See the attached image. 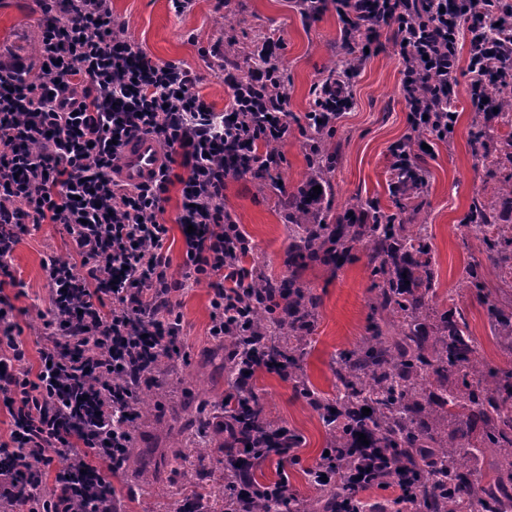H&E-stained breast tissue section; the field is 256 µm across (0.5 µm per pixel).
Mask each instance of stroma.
Segmentation results:
<instances>
[{
	"label": "stroma",
	"mask_w": 512,
	"mask_h": 512,
	"mask_svg": "<svg viewBox=\"0 0 512 512\" xmlns=\"http://www.w3.org/2000/svg\"><path fill=\"white\" fill-rule=\"evenodd\" d=\"M111 3L112 15L122 24L124 35L155 58L192 68L200 77L199 94L217 112L223 111L229 98L224 85L225 61H236L242 53L252 51L255 41L282 40L291 132L280 144L284 162L278 177L289 192H296L308 172L300 128L310 109L311 88L343 54L335 11L308 23L300 15L297 0H188L179 13L170 0ZM34 8V0H0V52L32 59L39 35ZM401 68L394 47L388 44L364 58L352 80L354 104L337 119L329 139L337 157L332 178L334 211H343L356 196L376 202L385 212L397 211L404 203L403 197L391 190L394 158L390 153L391 146L410 132ZM455 109L453 134L444 141L432 135L427 138L431 151L421 154L420 162L429 185L414 206L418 221L429 224L434 234L440 303H453L464 311L480 356L501 366L507 358L492 336L483 304L458 284L467 263L485 258L477 233L465 226L470 204L477 194L492 193L497 184L492 167L473 155V134L492 127L496 137L489 147L495 150L508 128L502 118L488 120L474 111L467 94H460ZM224 206L255 245L258 271L277 279L297 275L317 296V326L305 370L317 390L334 394L332 359L365 336L373 319L370 300L374 282L366 255H358L335 272L320 264L289 265L286 202L283 194L260 181L248 177L227 180ZM71 252V240L59 226L21 234L13 251L17 285L9 294L30 349L43 344L38 314L49 305L50 287L43 264ZM210 294V285L204 280L174 296L182 315L181 353L155 375L152 384L142 386L151 412L135 428L136 448L159 449L164 460L150 488H141L137 472L127 466L113 477L124 512H169L166 492L180 470L174 458L177 433L191 422L203 398L215 406L207 426L206 451L216 472L224 470V414L220 409L226 388L224 369L222 364L205 361L214 346L209 334ZM255 384L267 419L302 438L295 461L286 467L289 493L300 499L314 497L318 489L308 470L326 446V427L318 411L291 381L274 372L256 371Z\"/></svg>",
	"instance_id": "1"
}]
</instances>
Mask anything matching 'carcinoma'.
<instances>
[{"mask_svg": "<svg viewBox=\"0 0 512 512\" xmlns=\"http://www.w3.org/2000/svg\"><path fill=\"white\" fill-rule=\"evenodd\" d=\"M358 68L347 51L329 76L350 80ZM491 92L503 114L511 113L512 85L496 83ZM326 141L320 134L309 144L308 175L288 200V263L319 261L335 272L356 252H365L375 282L374 320L369 335L336 359V394L326 397L309 384L301 367L317 321L318 298L294 275L281 280L261 273L250 276L251 296H243L248 303L244 314L254 327L233 321L224 325V348L236 347L239 355L224 364L227 391L221 409L247 426L262 430L268 425L253 385L255 372L250 370L256 343L271 359L288 360L289 377L330 424L331 447L336 449V477L318 484L319 494L312 499L284 493L281 478L258 480L256 471L267 457L265 451L257 452L250 485L274 491L277 498H257L250 512H330L345 498L343 478L358 471L350 449L367 431L374 436L375 447L390 455L392 465L386 478L371 480L368 486L394 484L401 491L380 512H403L409 498L420 504L422 512H512V311L505 312L497 298L512 288V226L500 223L498 213L500 200L512 199V143L494 161L503 173L495 200H475L466 224L482 232V251L500 270L498 284L489 288L488 267L479 261L464 268L459 283L484 301L495 337L507 342L510 361L501 367L481 360L460 308L439 309L428 225H391L381 220L382 211L376 206L360 200L350 203L344 213L331 215L330 206L324 204L325 190L332 188L328 174L337 161ZM424 184L421 173L409 185L402 172L395 173L394 190L403 196ZM317 185L322 192L315 195ZM368 210L370 224L353 217ZM269 293L280 296V303L270 311L263 305ZM432 316L437 331L430 345L423 325ZM364 408L371 409L369 415L362 413ZM333 409L341 417L336 423L329 419ZM473 421L482 423L483 430L465 440L464 430ZM489 448L501 451L494 478L483 484L475 476L468 489H462L464 477L458 470H472L473 460ZM198 452L196 438L187 439L183 460L188 469L183 474H193V484L201 488L197 508L215 512L218 501L230 502V479L224 478L222 485L213 483L211 472L195 465Z\"/></svg>", "mask_w": 512, "mask_h": 512, "instance_id": "1", "label": "carcinoma"}]
</instances>
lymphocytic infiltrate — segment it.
I'll return each mask as SVG.
<instances>
[{
	"label": "lymphocytic infiltrate",
	"mask_w": 512,
	"mask_h": 512,
	"mask_svg": "<svg viewBox=\"0 0 512 512\" xmlns=\"http://www.w3.org/2000/svg\"><path fill=\"white\" fill-rule=\"evenodd\" d=\"M304 18L327 11L360 18L368 39L388 35L403 69L402 89L412 128L438 138L461 89L492 67L512 80V0H301ZM37 61L0 57V276L21 219L62 225L73 259L54 258L44 272L50 302L40 315L46 338L31 365L14 305L0 293V407L11 418L0 439V512H121L112 485L133 439L138 377L147 355L177 350L182 318L173 293L201 281L212 288L211 335L224 333L237 294L226 282L236 270L224 240L233 217L224 182L266 179L283 162L276 146L288 136V97L277 65L281 41L265 40L267 63L240 76L224 70L230 97L213 111L199 95L198 75L153 58L115 31L110 0H36ZM499 24L495 44L484 26ZM467 43L468 56L458 46ZM307 120L333 128V103L344 83H314ZM152 135L167 148L158 175L134 187L116 181L120 152ZM178 186L174 218L183 229L184 271L168 274L161 224L170 186ZM225 471L246 477L254 464L250 431L228 427Z\"/></svg>",
	"instance_id": "lymphocytic-infiltrate-1"
}]
</instances>
